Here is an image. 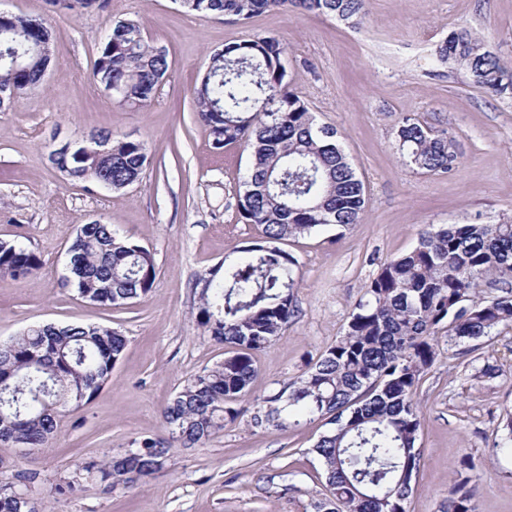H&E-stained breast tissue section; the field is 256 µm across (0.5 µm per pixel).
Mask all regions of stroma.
I'll return each instance as SVG.
<instances>
[{
    "mask_svg": "<svg viewBox=\"0 0 512 512\" xmlns=\"http://www.w3.org/2000/svg\"><path fill=\"white\" fill-rule=\"evenodd\" d=\"M0 11L43 19L55 35L39 89L0 112V241L41 259L24 279L0 275V343L44 323L108 326L128 340L97 395L58 419L49 447L0 444V483L27 490L47 512H308L325 494L312 452L324 419L282 429L253 427L252 418L260 399L296 381L343 336L381 264L413 249L426 225L512 219V95H492L435 59L437 45L465 27L512 64V0H368L359 27L295 9L242 24L187 11L177 0H108L105 9L81 13L49 0H0ZM126 19L139 21L171 63L142 108L112 102L92 76L110 21ZM265 36L285 43L290 87L319 124L336 128L366 188L361 220L285 243L298 261L296 316L257 354L250 391L234 404L238 416L205 447L172 449L164 469L136 487L110 490L88 475L75 495L58 496L54 486L74 461L164 436L163 406L224 358L196 323L194 284L225 257L261 243L262 228L244 223L237 208L250 151L239 143L213 148L195 88L211 53ZM408 113L454 138L460 164L453 172L403 165L395 128ZM100 129L147 148L148 165L123 190L70 180L50 162L58 142ZM95 216L151 252L157 277L147 298L104 307L64 286L67 248ZM435 348L416 390L422 456L408 512H444L466 456L481 475L476 512H512V452L493 446L512 414V330L472 354L444 335Z\"/></svg>",
    "mask_w": 512,
    "mask_h": 512,
    "instance_id": "obj_1",
    "label": "stroma"
}]
</instances>
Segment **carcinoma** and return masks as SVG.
Masks as SVG:
<instances>
[{
    "instance_id": "obj_1",
    "label": "carcinoma",
    "mask_w": 512,
    "mask_h": 512,
    "mask_svg": "<svg viewBox=\"0 0 512 512\" xmlns=\"http://www.w3.org/2000/svg\"><path fill=\"white\" fill-rule=\"evenodd\" d=\"M192 12L233 16L247 22L268 10L301 9L354 25L366 18L365 0H183ZM49 30L40 20L15 16L0 27V86L19 96L37 89L51 56L35 46ZM287 48L275 37L227 45L209 57L210 70L196 88L200 120L212 145L243 142L251 164L238 189V210L247 224L263 227L264 243L246 250L224 270L198 279L197 323L224 345V361L187 381L162 412L168 436L140 438L129 450L82 461L75 470L95 474L109 487L132 488L163 469L173 447L200 448L224 429L231 404L246 396L257 375L255 356L269 347L295 316L296 259L280 244L322 226L359 222L364 184L338 144L335 128L320 125L303 98L289 89ZM437 61L463 70L473 84L495 94L512 93V66L484 41L461 28L436 48ZM170 68L168 55L142 37L134 20L114 22L98 45L93 76L122 90L119 102L147 105ZM405 165L445 175L458 164L445 132L412 115L396 131ZM106 153L62 156L57 168L72 180H112L122 190L147 164L142 143L94 132ZM68 276L84 300L119 307L148 297L156 278L149 250L117 235L107 221L84 224L67 250ZM39 257L0 241V274L27 277ZM512 285V220L498 224L431 225L408 253L383 263L356 304L343 336L330 346L291 390L264 399L269 409L254 425L325 418L330 424L315 445L330 497L315 512H408L422 449L416 388L435 358L440 331L456 343L512 329V291L491 301L481 295L488 276ZM127 338L91 324L39 325L0 343V443L20 441L46 448L63 413L87 403L107 382ZM474 472L448 490L447 512H475ZM0 512H46L44 503L9 490Z\"/></svg>"
}]
</instances>
